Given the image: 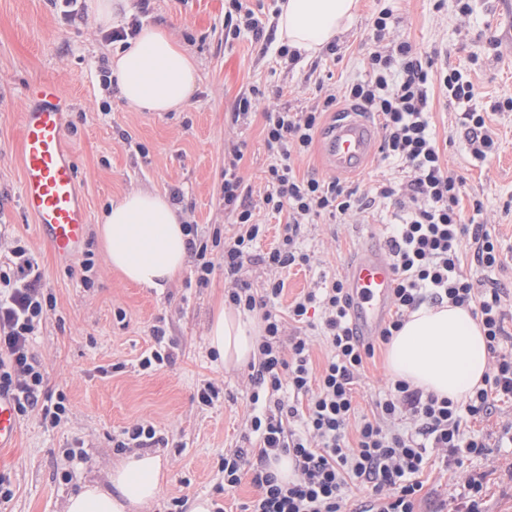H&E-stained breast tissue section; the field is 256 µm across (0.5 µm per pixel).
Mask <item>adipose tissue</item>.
I'll return each instance as SVG.
<instances>
[{"instance_id": "adipose-tissue-1", "label": "adipose tissue", "mask_w": 512, "mask_h": 512, "mask_svg": "<svg viewBox=\"0 0 512 512\" xmlns=\"http://www.w3.org/2000/svg\"><path fill=\"white\" fill-rule=\"evenodd\" d=\"M357 0H280L276 36L313 55L335 40L356 10ZM122 98L130 107L164 113L183 107L197 80L187 49L162 27L146 26L111 58ZM108 264L127 282L157 291L182 272L188 250L177 208L168 196L132 191L113 201L97 228ZM260 327L250 313L217 308L206 342L225 368L256 356ZM483 329L471 312L445 303L422 305L405 319L388 344L393 378L453 401L482 387L490 370ZM162 461L135 453L114 467L106 483L85 484L71 494L64 512H145L156 499Z\"/></svg>"}]
</instances>
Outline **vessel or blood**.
<instances>
[{"mask_svg": "<svg viewBox=\"0 0 512 512\" xmlns=\"http://www.w3.org/2000/svg\"><path fill=\"white\" fill-rule=\"evenodd\" d=\"M67 99L55 81L32 83L22 100V203L38 225L41 238L58 262L70 265L77 257L88 224L86 206L77 189L74 155L66 144ZM375 134L358 118L337 123L325 141L330 169L358 168L372 152ZM393 267L386 247L367 248L349 264L346 287L356 336H376L392 294ZM18 418L13 398L0 394V448L13 447Z\"/></svg>", "mask_w": 512, "mask_h": 512, "instance_id": "vessel-or-blood-1", "label": "vessel or blood"}]
</instances>
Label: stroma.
Masks as SVG:
<instances>
[{
	"label": "stroma",
	"instance_id": "stroma-1",
	"mask_svg": "<svg viewBox=\"0 0 512 512\" xmlns=\"http://www.w3.org/2000/svg\"><path fill=\"white\" fill-rule=\"evenodd\" d=\"M462 15L458 0H359V10L336 40V54L289 61L275 37L277 0H250L265 23L261 37L224 38L228 0H149L139 20L163 25L194 56L198 81L188 105L158 116L128 107L117 87L105 86L102 74L115 49L91 12L61 24L52 0H0V229L24 241L44 273V289L56 302L31 342L46 371V394L65 395L69 412L58 426L38 413L19 420L14 447L0 452V478L12 491L0 499V512H62L72 492L105 481L125 458L118 449L123 430L136 422L154 425L152 447L163 462L161 491L149 512H174L207 498L225 512H241L256 496L250 481L224 491L225 453L236 448L250 417L249 370H226L207 349L205 336L214 309L231 283L224 278L222 256H215L206 285L196 283L193 266L169 288L157 292L124 281L113 270L98 240L95 224L112 199L133 190L179 193L184 223L207 234L224 224V149L244 146L240 174L267 231L260 243L268 250L281 240L287 213L261 208L265 175L272 156L265 143L262 107L298 110L364 74L373 16L392 11L391 37H406L434 58L436 66L462 70L474 84L489 117L498 149L476 160L457 124V104L433 89L431 122L450 169L464 177L471 198H481L485 222L498 239L512 246V111L497 110L512 98V0H470ZM58 82L71 103L67 142L78 171V192L88 209L86 239L95 253L93 287H83L80 264L58 266L21 205L19 111L30 83ZM256 93L261 107L247 119L232 120L240 97ZM396 210L378 202L365 223L336 224L317 219L303 226V246L317 270L296 267L284 272V290L276 304L287 313L311 288L318 271L344 276L348 264L368 244L382 241ZM167 331L171 360L152 369L141 358L155 349L153 327ZM385 348L368 360L355 400L370 413L380 390L391 380ZM213 384L218 395L199 404L198 390ZM512 419V404H499L493 418L473 425L486 437L484 455L459 470L432 463L423 473L422 512H443L463 485L465 474L484 473V512H512V447L498 445L501 421Z\"/></svg>",
	"mask_w": 512,
	"mask_h": 512
}]
</instances>
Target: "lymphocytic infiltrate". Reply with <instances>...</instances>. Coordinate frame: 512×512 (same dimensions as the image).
Listing matches in <instances>:
<instances>
[{"label": "lymphocytic infiltrate", "instance_id": "obj_1", "mask_svg": "<svg viewBox=\"0 0 512 512\" xmlns=\"http://www.w3.org/2000/svg\"><path fill=\"white\" fill-rule=\"evenodd\" d=\"M391 16L386 8L372 21L365 79L301 110L264 114L274 161L267 169L262 205L288 214L280 243L260 249L265 227L257 222L245 190L238 144L224 152V214L231 235L216 229L206 236L197 225L185 227L198 285L207 284L214 269L212 253L223 248L224 275L237 282L229 304L262 313L258 358L249 366V433L245 446L225 455L223 464L225 490L237 488L246 476L258 490L243 512H419V476L432 454L452 458L458 467L483 455L487 443L467 433L468 424L489 419L497 402L512 401V349L501 345L507 293L464 268L468 259L483 268L498 266L501 244L494 228L480 220L484 201L473 199L472 217L463 214L466 182L449 169L437 145L430 86H443L462 105L460 123L473 155L487 158L497 143L473 83L456 68L434 71L432 58L409 40L387 41ZM342 98L377 120L381 157L401 168L405 181L381 183L365 196L336 179L296 176L295 158L309 152L325 115ZM379 199L393 200L398 211L388 238L395 274L392 315L377 341H362L354 333L344 279L320 274L315 287L296 298L284 316L275 307L283 280H269L259 294L238 282L245 259L254 255L277 271L312 267L314 258L302 247L303 225L324 215L348 223ZM9 254L8 262L0 264V393L14 398L18 415L36 412L55 426L68 407L64 396L44 393L45 370L30 351L53 300L43 292L44 273L27 246L12 241ZM427 302L466 308L482 325L494 359L483 387L454 402L395 380L376 400L372 415L359 414L356 386L376 343H389L405 317ZM313 310L320 311V322L311 320ZM316 324L331 350L318 370L307 333ZM283 454L292 456L296 471L294 481L285 485L271 469ZM353 481L366 487L367 496L352 508L346 490Z\"/></svg>", "mask_w": 512, "mask_h": 512}]
</instances>
